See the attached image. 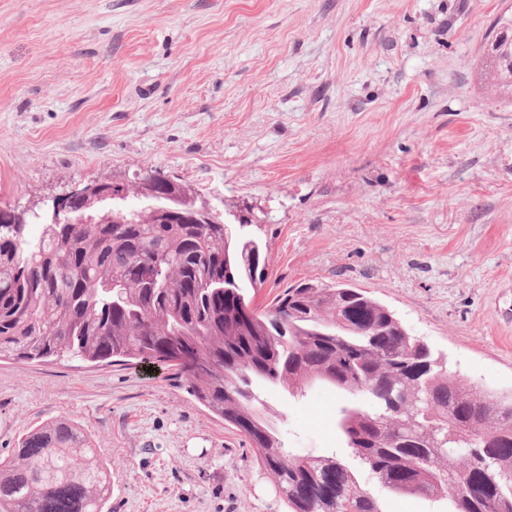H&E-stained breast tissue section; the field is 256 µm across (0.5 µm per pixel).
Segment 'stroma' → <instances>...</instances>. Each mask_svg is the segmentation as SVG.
<instances>
[{
  "label": "stroma",
  "instance_id": "1",
  "mask_svg": "<svg viewBox=\"0 0 512 512\" xmlns=\"http://www.w3.org/2000/svg\"><path fill=\"white\" fill-rule=\"evenodd\" d=\"M512 0H0V207L51 213L157 168L250 213L256 303L304 283L381 301L512 394V104L480 80ZM258 391L290 451L341 447L334 389ZM71 417L111 512H287L248 441L160 367L0 360V455Z\"/></svg>",
  "mask_w": 512,
  "mask_h": 512
}]
</instances>
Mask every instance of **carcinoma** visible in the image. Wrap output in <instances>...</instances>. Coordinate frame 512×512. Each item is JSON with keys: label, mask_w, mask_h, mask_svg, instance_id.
Segmentation results:
<instances>
[{"label": "carcinoma", "mask_w": 512, "mask_h": 512, "mask_svg": "<svg viewBox=\"0 0 512 512\" xmlns=\"http://www.w3.org/2000/svg\"><path fill=\"white\" fill-rule=\"evenodd\" d=\"M485 44L481 80L512 99V15ZM147 188L181 183L147 170L96 188L119 203L95 223L26 232L24 212L0 210V358L48 362L154 361L176 368L188 392L248 439L253 461L289 512H382L376 483L426 498L438 512H512V396L448 377L427 345L367 292L287 288L251 309L269 246L251 224L179 205L131 207ZM257 381L301 392L319 383L336 409L343 452L287 450L253 391ZM108 463L70 417L24 433L0 456V512H104Z\"/></svg>", "instance_id": "cac0c4a2"}]
</instances>
